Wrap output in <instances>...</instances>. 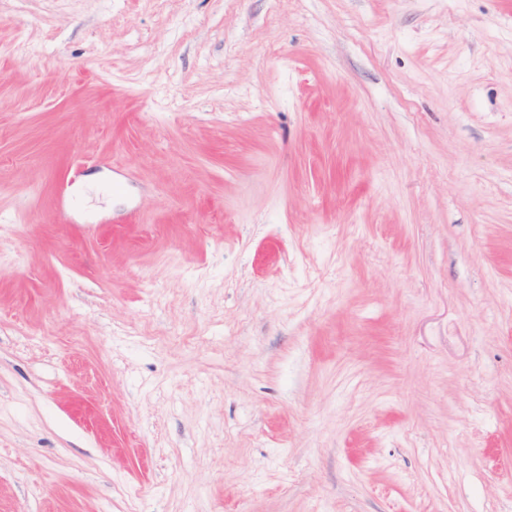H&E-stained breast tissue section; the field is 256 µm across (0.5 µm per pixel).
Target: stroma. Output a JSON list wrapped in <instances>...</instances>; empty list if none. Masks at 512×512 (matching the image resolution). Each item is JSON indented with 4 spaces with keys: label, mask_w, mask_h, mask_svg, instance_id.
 <instances>
[{
    "label": "stroma",
    "mask_w": 512,
    "mask_h": 512,
    "mask_svg": "<svg viewBox=\"0 0 512 512\" xmlns=\"http://www.w3.org/2000/svg\"><path fill=\"white\" fill-rule=\"evenodd\" d=\"M0 512H512V0H0Z\"/></svg>",
    "instance_id": "stroma-1"
}]
</instances>
